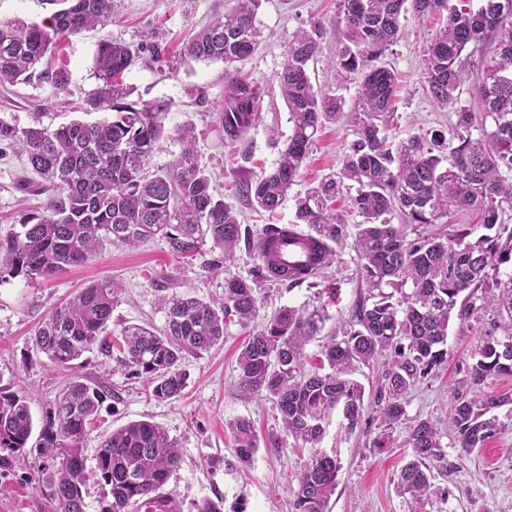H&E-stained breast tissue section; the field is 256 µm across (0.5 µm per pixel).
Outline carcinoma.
Instances as JSON below:
<instances>
[{
	"label": "carcinoma",
	"mask_w": 512,
	"mask_h": 512,
	"mask_svg": "<svg viewBox=\"0 0 512 512\" xmlns=\"http://www.w3.org/2000/svg\"><path fill=\"white\" fill-rule=\"evenodd\" d=\"M262 0H236L231 10L205 26L184 48L195 62H222L224 101L217 124L224 142L239 140L260 119L256 86L228 66L254 54L255 25ZM52 11L38 23L0 21V85L32 76L34 67L67 37L119 14L121 0H45ZM446 14L443 28L428 46L424 82L434 103L457 106L451 138L419 133L393 146L385 134L397 84L386 52L402 35L401 16ZM344 27L334 64L358 83V102L349 113L356 139L342 168L295 199V223L306 224L312 244L324 252L302 268L273 261V239L262 230L247 240L248 251L267 258L259 277L300 284L319 276L333 255L331 244L346 238L348 224L329 202L345 187L355 189L351 207L363 218L355 225L359 279L367 287L350 321L328 334L321 366L305 370L303 348L321 333L330 315L281 308L250 335L237 358L241 384L272 397L285 433L317 445L325 424L342 410L353 429L365 410L364 387L350 377L389 351L391 359L373 396L380 424L394 429L405 419L403 395L431 375L447 357L450 324L468 325L489 314L480 345L466 365L461 390L448 408V425L458 447L469 453L499 430L493 411L512 406V393L487 390L488 382L512 377V0H339ZM317 50L312 34L301 30L285 51L277 74L288 105L291 133L277 166L240 180L242 195L274 212L286 200L314 138L324 124L343 117L341 99L318 94L309 76ZM478 69L475 103L460 104L466 66ZM131 48L106 36L99 42L95 71L101 85L87 98V111L106 112L95 122L75 120L56 128H18L0 120V143L24 154L29 170L43 183L46 213L24 214L20 231L0 237V279L54 278L92 257L104 242L138 247L162 236L172 256L192 258L204 247L219 251L205 263L218 270L236 262L242 231L238 215L213 194L193 128L176 130L181 149L163 171L148 164L164 137L170 102L129 100L122 77ZM476 210L478 224H459L451 234L408 239V224H440L451 212ZM399 218L400 223L392 220ZM484 233L475 235L478 229ZM121 287L112 280L89 284L57 307L38 328L35 347L61 367L93 348L107 357L118 351V366L149 379L158 401L180 395L186 382L185 355L208 352L224 342L230 324L247 326L258 317L255 280L224 277V302L173 295L162 298L165 325L155 331L121 326L109 340L112 308ZM107 386L76 379L58 394L39 433V447L51 459L41 474L46 496L57 512H85L90 478L109 487L104 512H136L140 504L163 497L180 465L176 442L159 425L139 420L104 435L96 468L85 467L84 443L97 420ZM240 461L253 460L258 438L251 423L231 426ZM33 433L29 402L0 394V467L24 452ZM440 423L419 420L405 439L413 459L399 471L398 485L415 501L435 491L431 465L445 472ZM340 462L315 451L297 478L293 512H327Z\"/></svg>",
	"instance_id": "obj_1"
}]
</instances>
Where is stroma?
Here are the masks:
<instances>
[{"label":"stroma","instance_id":"35a3bbf8","mask_svg":"<svg viewBox=\"0 0 512 512\" xmlns=\"http://www.w3.org/2000/svg\"><path fill=\"white\" fill-rule=\"evenodd\" d=\"M337 3L262 0L256 15L262 32L260 46L236 65L260 90V119L236 143H223V132L216 123L217 108L224 99L223 63L186 62L181 57L192 35L228 11L233 0H123L116 23L71 36L60 51L65 89L38 76L0 86V120L26 128L37 119L58 125L81 118L85 99L99 85L93 69L97 44L103 36H110L139 51L138 60L124 75L133 99L161 98L172 103L151 169L167 167L178 154L176 127L192 126L217 191L237 211L243 230L254 235L270 224H292L293 201H285L276 214H268L247 204L239 194L238 180L273 169L280 146L270 132L278 130L285 138L291 131L277 74L284 63V49L299 30L321 32L317 54L309 64L315 91L341 98L346 107L354 106L356 83L330 64L340 37ZM443 23L437 15L406 14L401 21L404 34L387 53L386 61L398 76L395 112L387 130L392 141L415 133L452 132L453 108L435 105L423 81L427 46ZM354 138L347 120L326 124L299 171L293 193L305 192L339 170ZM24 167V157L0 144V236L18 229L22 211L44 204V196L20 190ZM334 251L332 263L313 284L291 287L278 281L260 282L259 322H266L284 306L310 311L320 305L326 306L333 321L349 320L366 287L357 276L353 238H346ZM238 255L229 271L209 273L201 260L173 257L159 238L133 249L107 243L87 262L55 278L0 280V391L28 397L34 424L39 427L69 380L78 378L90 385L107 382L111 394L86 440L87 468L96 466V448L103 434L134 420L157 423L176 440L181 453L180 467L166 487L177 497L181 512H192L193 503L203 498L221 501L224 512H289L296 479L315 449L336 456L341 463L327 512H512V410L506 408L498 412L500 429L495 437L472 452H462L454 432L443 429L448 472L436 474L437 494L416 503L397 489V475L411 455L403 445L408 430L421 419L445 418L479 340L477 328L451 327L445 364L409 388L403 397L406 419L390 439L382 437L375 408H366L352 431L336 410L314 448L286 436L270 396L240 385L237 357L248 332L239 326L228 327L223 346L186 356L182 363L186 386L179 398L165 402L148 396L146 378L118 367L99 350L85 353L80 364L65 369L33 344L41 323L56 306L88 283L104 278L117 281L122 288L112 310V330L124 324L163 328L161 297L176 293L217 299L224 292L226 273L254 276L260 265L257 257L243 249ZM240 419L251 421L258 436L259 448L248 465L238 460L233 445L231 426ZM38 443V436H31L26 451L0 468V512H56L36 480L45 467Z\"/></svg>","mask_w":512,"mask_h":512}]
</instances>
